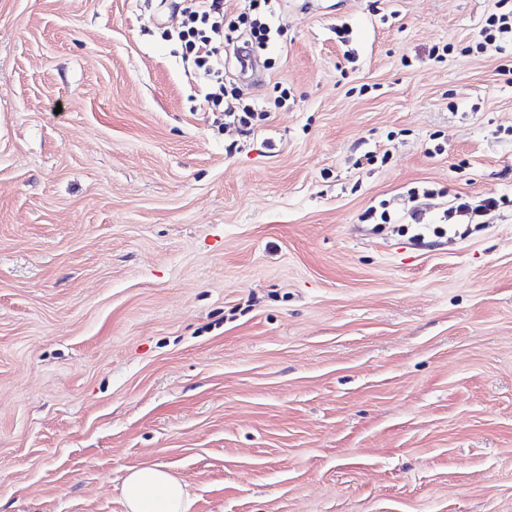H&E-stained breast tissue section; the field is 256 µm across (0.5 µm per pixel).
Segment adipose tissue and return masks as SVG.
<instances>
[{
    "label": "adipose tissue",
    "instance_id": "1",
    "mask_svg": "<svg viewBox=\"0 0 512 512\" xmlns=\"http://www.w3.org/2000/svg\"><path fill=\"white\" fill-rule=\"evenodd\" d=\"M127 512H185L184 485L163 466L131 471L123 488Z\"/></svg>",
    "mask_w": 512,
    "mask_h": 512
}]
</instances>
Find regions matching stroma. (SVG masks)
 Returning a JSON list of instances; mask_svg holds the SVG:
<instances>
[{
  "instance_id": "35a3bbf8",
  "label": "stroma",
  "mask_w": 512,
  "mask_h": 512,
  "mask_svg": "<svg viewBox=\"0 0 512 512\" xmlns=\"http://www.w3.org/2000/svg\"><path fill=\"white\" fill-rule=\"evenodd\" d=\"M274 10L260 80L224 63L247 133L172 5L0 0V512H126L155 464L186 512H512V206L359 220L512 198V54L468 50L497 0ZM224 112H226L225 117L232 118L233 122L245 127L244 131L247 133L260 125V122L264 121L267 116L264 106L257 105L252 99L237 111L234 106L228 105ZM505 198L495 192L483 194L457 193L448 202L437 222H425V211L419 205L406 209L402 224H488L503 205Z\"/></svg>"
}]
</instances>
